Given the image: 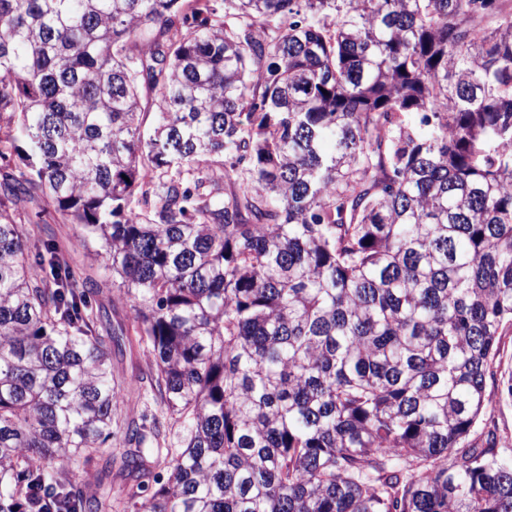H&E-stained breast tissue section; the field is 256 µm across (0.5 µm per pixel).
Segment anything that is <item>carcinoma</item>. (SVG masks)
I'll return each instance as SVG.
<instances>
[{
  "label": "carcinoma",
  "mask_w": 512,
  "mask_h": 512,
  "mask_svg": "<svg viewBox=\"0 0 512 512\" xmlns=\"http://www.w3.org/2000/svg\"><path fill=\"white\" fill-rule=\"evenodd\" d=\"M2 114L0 512H512L470 440L487 380L512 402L504 0H0ZM142 394L151 427L114 420ZM116 424L119 497L48 466ZM14 209L16 219L22 220V224L29 222H39L34 226L35 233L38 232L43 240H52L58 244L63 251L70 254L71 264L74 270L81 277H88L97 282L102 288H112V279L109 271L106 269V262L99 258L97 262L91 261L81 247L76 243L83 235V228L78 224H63L54 212L53 206L46 200L39 201L37 204H31L27 201L17 202L10 205ZM37 211H42L40 219L35 217Z\"/></svg>",
  "instance_id": "obj_1"
}]
</instances>
